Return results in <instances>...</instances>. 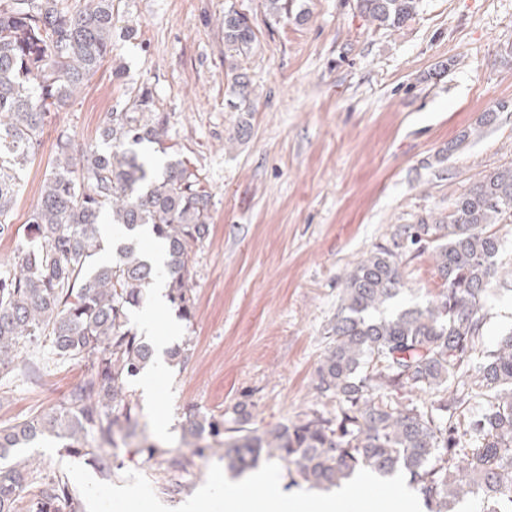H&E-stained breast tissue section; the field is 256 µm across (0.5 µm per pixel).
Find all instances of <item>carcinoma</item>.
<instances>
[{
    "label": "carcinoma",
    "mask_w": 512,
    "mask_h": 512,
    "mask_svg": "<svg viewBox=\"0 0 512 512\" xmlns=\"http://www.w3.org/2000/svg\"><path fill=\"white\" fill-rule=\"evenodd\" d=\"M359 13L386 29L416 15L418 0H356ZM268 14L308 13L301 0H266ZM115 0H0V238L12 232L20 174L35 163L53 112L108 60L113 39L134 38L117 26ZM224 46L238 55L256 40L250 19L224 10ZM235 71L234 103L253 112L249 80ZM168 118L147 87L106 113L98 140L82 146L61 131L41 195L13 263L0 265V372L37 381L42 367L25 356L41 338L55 362L88 368L60 404L0 426V512H81L69 481L34 485L30 458L19 456L45 435L99 464L112 479L105 449L124 442L128 460L163 454L143 438L128 443L139 405L130 383L152 365L155 350L130 326L128 312L145 300L156 266L131 238L108 262L100 224L131 232L148 226L165 247L168 299L181 319L195 315L189 258L210 235L211 197L183 161L162 178L134 150L164 145ZM493 224H512V163L482 175L458 195L448 216L398 224L391 245H376L346 277L315 390L336 400V413L313 409L299 420L260 430L246 400L222 415L193 407L183 437L190 455L168 460L186 473L216 446L236 474L263 459L288 477L330 489L365 468L380 477L402 472L428 512H454L470 497L482 512H512V329L483 347L485 307L494 284L512 287V268L498 261ZM432 250L443 289L422 306L381 317L405 284L400 266ZM92 441H87V438Z\"/></svg>",
    "instance_id": "1"
}]
</instances>
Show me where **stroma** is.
Masks as SVG:
<instances>
[{"mask_svg": "<svg viewBox=\"0 0 512 512\" xmlns=\"http://www.w3.org/2000/svg\"><path fill=\"white\" fill-rule=\"evenodd\" d=\"M252 20L258 41L238 58L257 108L248 137L229 140L241 114L224 61V10ZM306 23L270 17L265 0H121L134 39H116L111 58L46 127L39 155L24 177L15 232L0 238V264L23 239L56 154V136L97 139L106 112L149 87L168 116L170 143L197 171L212 201L211 232L190 258L196 313L178 320L168 309L159 332L178 325L175 343L192 356L170 366L139 426L161 455L132 464L125 448L112 482L137 470L168 507L205 482L215 447L167 491L163 452H183L187 407L221 415L251 403L258 427L297 420L313 409L335 411L313 380L345 274L398 224L440 219L486 171L512 161V111L498 113L480 135L460 141L484 110L512 102V0H420L399 30L371 24L355 0H304ZM122 67L114 79V67ZM455 151H448L452 140ZM395 308L426 303L442 281L431 252L408 260ZM86 370L78 361L49 362L39 382L8 373L0 423L58 404ZM52 477L84 464L47 436L25 449Z\"/></svg>", "mask_w": 512, "mask_h": 512, "instance_id": "1", "label": "stroma"}]
</instances>
